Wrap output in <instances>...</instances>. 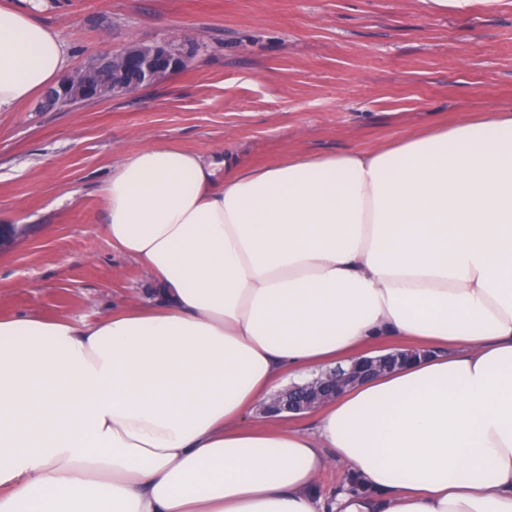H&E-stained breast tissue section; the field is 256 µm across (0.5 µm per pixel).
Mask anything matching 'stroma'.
Segmentation results:
<instances>
[{
	"label": "stroma",
	"instance_id": "35a3bbf8",
	"mask_svg": "<svg viewBox=\"0 0 512 512\" xmlns=\"http://www.w3.org/2000/svg\"><path fill=\"white\" fill-rule=\"evenodd\" d=\"M68 71L133 42L191 37L187 66L133 94L0 113V316L93 322L150 297L108 239L103 185L146 146L245 164L370 150L437 122L512 110V0H44Z\"/></svg>",
	"mask_w": 512,
	"mask_h": 512
}]
</instances>
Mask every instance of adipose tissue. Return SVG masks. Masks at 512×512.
<instances>
[{
    "label": "adipose tissue",
    "mask_w": 512,
    "mask_h": 512,
    "mask_svg": "<svg viewBox=\"0 0 512 512\" xmlns=\"http://www.w3.org/2000/svg\"><path fill=\"white\" fill-rule=\"evenodd\" d=\"M41 2L0 0V112L66 69ZM103 192L157 298L0 317V512H512L511 111L268 166L150 146ZM379 346L420 358L255 416Z\"/></svg>",
    "instance_id": "adipose-tissue-1"
}]
</instances>
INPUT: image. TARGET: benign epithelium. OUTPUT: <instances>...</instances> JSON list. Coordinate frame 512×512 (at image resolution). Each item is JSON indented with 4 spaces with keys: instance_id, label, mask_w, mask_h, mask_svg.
I'll return each instance as SVG.
<instances>
[{
    "instance_id": "benign-epithelium-1",
    "label": "benign epithelium",
    "mask_w": 512,
    "mask_h": 512,
    "mask_svg": "<svg viewBox=\"0 0 512 512\" xmlns=\"http://www.w3.org/2000/svg\"><path fill=\"white\" fill-rule=\"evenodd\" d=\"M187 56L170 41L131 43L117 53L103 55L67 76L47 95V103H85L134 93L155 85L171 73L183 69ZM410 358L404 352H393L364 358L349 369L341 367L333 374L306 386H294L278 396L273 410L299 413L318 407L338 396L344 388L389 372Z\"/></svg>"
}]
</instances>
